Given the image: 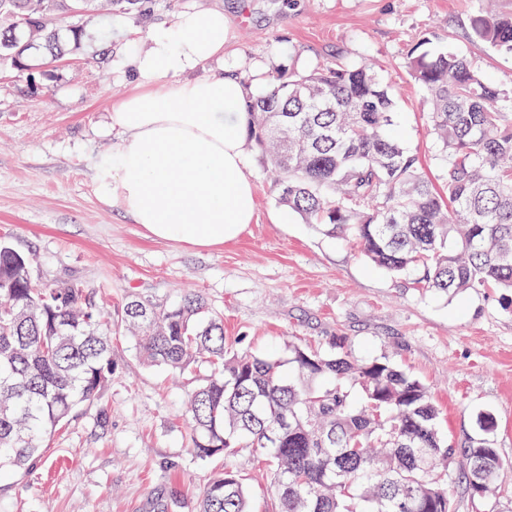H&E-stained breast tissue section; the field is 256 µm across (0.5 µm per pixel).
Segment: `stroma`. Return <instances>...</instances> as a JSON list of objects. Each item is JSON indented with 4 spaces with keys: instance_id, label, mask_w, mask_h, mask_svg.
<instances>
[{
    "instance_id": "stroma-1",
    "label": "stroma",
    "mask_w": 512,
    "mask_h": 512,
    "mask_svg": "<svg viewBox=\"0 0 512 512\" xmlns=\"http://www.w3.org/2000/svg\"><path fill=\"white\" fill-rule=\"evenodd\" d=\"M480 0H148L140 14L95 9L81 18L79 47L57 61L0 66V238L34 260L53 284L105 286L104 306L120 312L137 295L170 305L202 295L224 315L234 348L284 357L289 341L314 348L343 336L353 356H386L418 378L438 405L441 431L476 436L479 411L497 420L507 460L506 494L473 499L454 485L456 512H512V298L448 296L415 287L367 261L351 242L304 223L278 200L263 157L245 149L255 218L224 247L197 250L154 240L98 194L92 162L117 143L104 115L135 85L124 72L148 35L189 7L222 9L229 25L224 72L260 94L276 79L336 57L376 62L395 100L393 136L423 161L433 183L443 168L428 132L422 91L405 68L424 32L478 60L493 82H512V56L471 39ZM114 371L98 404L78 411L51 437L26 475H0V512H193L225 462L196 459L185 408L207 366L180 375L148 367L132 342L113 341Z\"/></svg>"
}]
</instances>
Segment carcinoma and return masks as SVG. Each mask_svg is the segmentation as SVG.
<instances>
[{
    "instance_id": "cac0c4a2",
    "label": "carcinoma",
    "mask_w": 512,
    "mask_h": 512,
    "mask_svg": "<svg viewBox=\"0 0 512 512\" xmlns=\"http://www.w3.org/2000/svg\"><path fill=\"white\" fill-rule=\"evenodd\" d=\"M144 2L109 0L124 14ZM95 3L0 0V65L68 54L82 27L61 30L60 15ZM469 23L475 41L512 55V13L486 0ZM435 40L420 36L405 65L429 103L441 186L390 135L394 101L369 61L336 58L247 96L248 142L277 174L282 205L375 266L447 294L512 292V83ZM96 295L38 282L32 259L0 240V472L33 471L46 440L95 405L112 380V336L125 331L148 366L209 365L187 405L189 448L201 461L259 458L278 512H455L453 465L472 497L497 489L494 438L448 441L425 385L386 356L358 361L344 336L324 351L290 342L287 378L282 360L229 346L223 315L197 294L170 306L134 297L115 318ZM196 512H253L243 475L214 473Z\"/></svg>"
}]
</instances>
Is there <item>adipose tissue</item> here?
Instances as JSON below:
<instances>
[{"mask_svg": "<svg viewBox=\"0 0 512 512\" xmlns=\"http://www.w3.org/2000/svg\"><path fill=\"white\" fill-rule=\"evenodd\" d=\"M222 10L191 8L154 29L134 54L139 93L108 112L119 142L93 163L99 196L154 239L201 250L237 239L255 215L254 185L244 155L242 83L200 75L223 63Z\"/></svg>", "mask_w": 512, "mask_h": 512, "instance_id": "1", "label": "adipose tissue"}]
</instances>
